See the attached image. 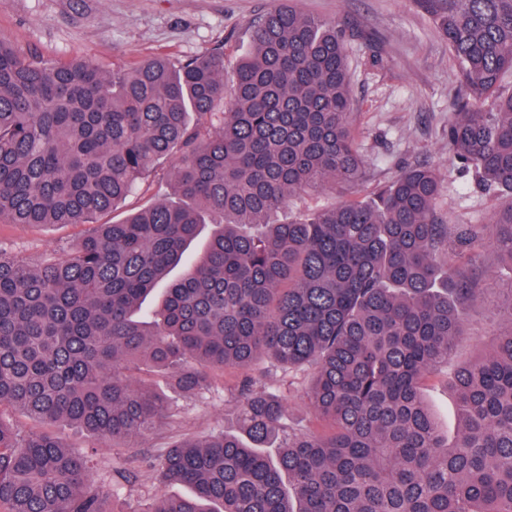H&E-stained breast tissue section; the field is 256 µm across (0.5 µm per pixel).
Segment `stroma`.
Segmentation results:
<instances>
[{
	"mask_svg": "<svg viewBox=\"0 0 512 512\" xmlns=\"http://www.w3.org/2000/svg\"><path fill=\"white\" fill-rule=\"evenodd\" d=\"M305 13L357 26L378 47L370 62L360 42L349 46L352 97L359 116L362 187L395 177L408 165L425 164L440 178L437 216L444 224L489 223L497 201L477 187L448 149V118L459 82L447 43L418 0H294ZM268 0H0V38L24 54L44 60L77 59L109 70L152 57L186 59L224 48L226 69L249 49L245 26L262 14ZM83 224L26 226L0 223V247L35 263L63 254L81 240ZM252 369L228 368L204 393L171 390L165 377L139 374L135 380L166 393L168 411L131 446L139 464L152 460L170 436L202 439L238 429V408L224 388ZM452 371L435 374L424 398L449 432H456ZM13 423L26 434L52 430L75 448H96L102 466L113 451L95 445L79 429L59 422L45 426L21 414ZM182 485L139 480L110 495V512H138L159 495L185 493Z\"/></svg>",
	"mask_w": 512,
	"mask_h": 512,
	"instance_id": "obj_1",
	"label": "stroma"
}]
</instances>
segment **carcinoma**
<instances>
[{
  "instance_id": "obj_1",
  "label": "carcinoma",
  "mask_w": 512,
  "mask_h": 512,
  "mask_svg": "<svg viewBox=\"0 0 512 512\" xmlns=\"http://www.w3.org/2000/svg\"><path fill=\"white\" fill-rule=\"evenodd\" d=\"M423 4L461 88L448 148L512 198V0ZM248 31L229 84L222 47L106 72L0 38V223L88 225L64 258L0 248V512H107L110 487L94 485L89 454L3 410L125 448L167 405L118 367L200 392L261 360L312 371L329 430L288 425L281 395L245 378L228 389L239 433L159 449L150 478L192 495L141 512H512V205L441 224L438 176L418 165L279 219L292 196L361 179L347 43L364 34L289 0ZM169 158L172 198L100 222ZM487 243L502 262L491 283ZM476 298L496 326L483 357L457 361L450 438L422 388L456 361Z\"/></svg>"
}]
</instances>
